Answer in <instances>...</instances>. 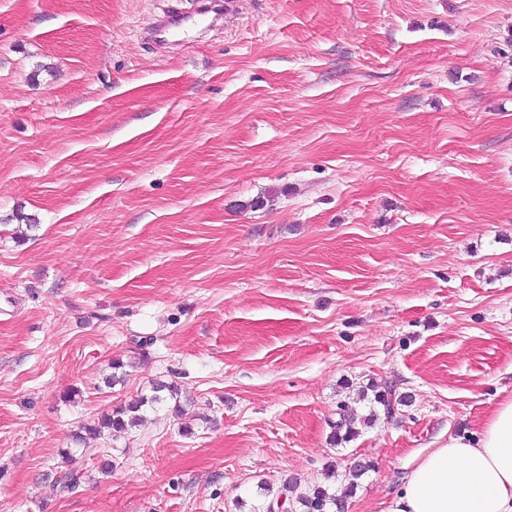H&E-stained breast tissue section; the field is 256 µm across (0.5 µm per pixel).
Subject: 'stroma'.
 I'll return each instance as SVG.
<instances>
[{
    "label": "stroma",
    "instance_id": "stroma-1",
    "mask_svg": "<svg viewBox=\"0 0 512 512\" xmlns=\"http://www.w3.org/2000/svg\"><path fill=\"white\" fill-rule=\"evenodd\" d=\"M196 2L0 0V512H250L358 459L385 512L512 394V0L149 36ZM157 382L183 415L74 442ZM372 384L404 404L331 445ZM331 428L330 442L333 445L350 442L359 435L358 429L354 427V421L345 414L339 413V419L331 424Z\"/></svg>",
    "mask_w": 512,
    "mask_h": 512
}]
</instances>
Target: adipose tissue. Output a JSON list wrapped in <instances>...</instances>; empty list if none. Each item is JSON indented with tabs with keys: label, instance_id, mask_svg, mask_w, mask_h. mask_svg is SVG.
Returning a JSON list of instances; mask_svg holds the SVG:
<instances>
[{
	"label": "adipose tissue",
	"instance_id": "adipose-tissue-1",
	"mask_svg": "<svg viewBox=\"0 0 512 512\" xmlns=\"http://www.w3.org/2000/svg\"><path fill=\"white\" fill-rule=\"evenodd\" d=\"M388 512H512V396L475 438H449L420 457Z\"/></svg>",
	"mask_w": 512,
	"mask_h": 512
}]
</instances>
